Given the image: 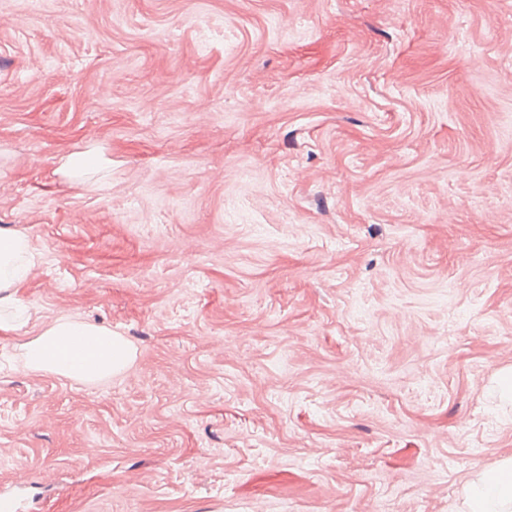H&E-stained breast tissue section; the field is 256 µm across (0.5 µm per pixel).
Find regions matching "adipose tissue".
Masks as SVG:
<instances>
[{"label":"adipose tissue","instance_id":"adipose-tissue-1","mask_svg":"<svg viewBox=\"0 0 512 512\" xmlns=\"http://www.w3.org/2000/svg\"><path fill=\"white\" fill-rule=\"evenodd\" d=\"M36 264L25 235L0 229V332L20 329V322L9 318L8 312L25 311L19 290ZM23 349L25 369L84 383L111 378L133 356L129 342L111 329L68 317L49 321ZM466 504L468 512H512V459L473 482Z\"/></svg>","mask_w":512,"mask_h":512}]
</instances>
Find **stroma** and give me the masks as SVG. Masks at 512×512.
<instances>
[{
    "label": "stroma",
    "instance_id": "35a3bbf8",
    "mask_svg": "<svg viewBox=\"0 0 512 512\" xmlns=\"http://www.w3.org/2000/svg\"><path fill=\"white\" fill-rule=\"evenodd\" d=\"M2 227L30 512H464L512 457V0H0ZM57 316L133 362L23 370ZM37 260L25 235L0 229V332H14L26 324L2 316V309L28 310L19 297V288L29 278Z\"/></svg>",
    "mask_w": 512,
    "mask_h": 512
}]
</instances>
